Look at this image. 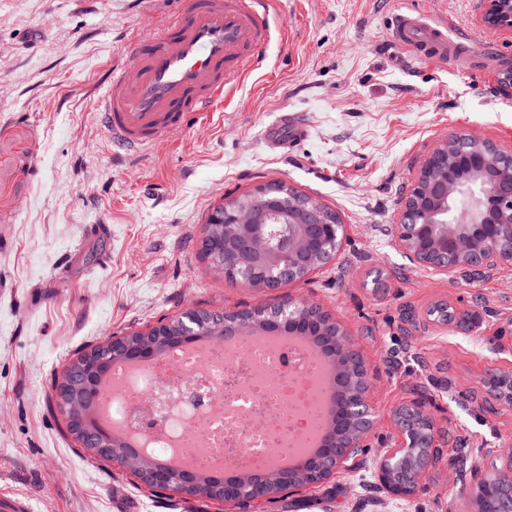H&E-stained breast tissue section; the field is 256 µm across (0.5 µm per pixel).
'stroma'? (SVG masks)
Instances as JSON below:
<instances>
[{"mask_svg": "<svg viewBox=\"0 0 512 512\" xmlns=\"http://www.w3.org/2000/svg\"><path fill=\"white\" fill-rule=\"evenodd\" d=\"M485 56L512 34L482 0H419ZM398 0H279L285 41L231 102L190 117L167 146H117L96 108L128 40L159 32L180 0H0V493L31 512H243L148 498L136 478L77 446L53 383L78 352L193 309L307 301L359 347L375 425L365 469L337 470L293 496L296 512H474L478 478L507 471L512 401L488 406L490 370L512 376V262L468 276L412 260L397 236L423 158L466 134L512 151V99L476 71L408 57L388 29ZM300 113L307 137L270 148ZM282 180L336 211V259L265 294L231 284L197 250L208 215ZM445 302L478 311L464 331L429 319ZM423 402L439 427L485 454L459 469L453 444L412 497L390 493L376 454L392 412Z\"/></svg>", "mask_w": 512, "mask_h": 512, "instance_id": "1", "label": "stroma"}]
</instances>
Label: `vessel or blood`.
Segmentation results:
<instances>
[{
  "label": "vessel or blood",
  "mask_w": 512,
  "mask_h": 512,
  "mask_svg": "<svg viewBox=\"0 0 512 512\" xmlns=\"http://www.w3.org/2000/svg\"><path fill=\"white\" fill-rule=\"evenodd\" d=\"M273 0H187L160 35L135 39L97 108L113 140L130 151L166 143L190 115L233 98L272 40ZM395 42L410 56L468 69L476 54L448 35V23L415 7L390 19Z\"/></svg>",
  "instance_id": "vessel-or-blood-1"
}]
</instances>
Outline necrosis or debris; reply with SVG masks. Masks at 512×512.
Returning <instances> with one entry per match:
<instances>
[{"instance_id": "4bbe7bcc", "label": "necrosis or debris", "mask_w": 512, "mask_h": 512, "mask_svg": "<svg viewBox=\"0 0 512 512\" xmlns=\"http://www.w3.org/2000/svg\"><path fill=\"white\" fill-rule=\"evenodd\" d=\"M317 365L292 346L245 339L235 349L200 354L170 350L162 360L123 374L112 393V423L146 448L206 470L214 458L249 470L299 451L320 425L312 386Z\"/></svg>"}]
</instances>
